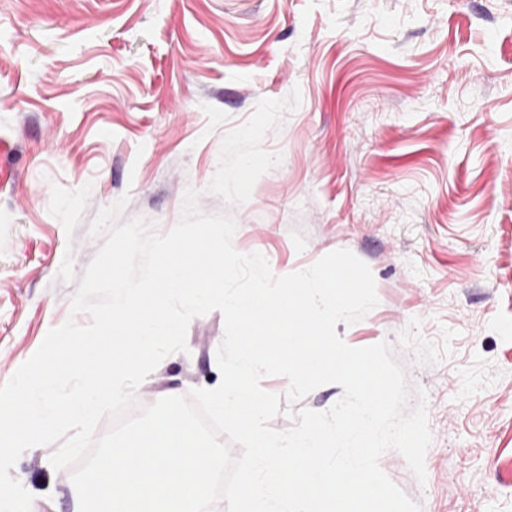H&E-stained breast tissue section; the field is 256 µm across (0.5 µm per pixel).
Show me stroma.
Returning a JSON list of instances; mask_svg holds the SVG:
<instances>
[{"instance_id": "35a3bbf8", "label": "stroma", "mask_w": 512, "mask_h": 512, "mask_svg": "<svg viewBox=\"0 0 512 512\" xmlns=\"http://www.w3.org/2000/svg\"><path fill=\"white\" fill-rule=\"evenodd\" d=\"M275 275L337 249L378 304L337 324L395 346L424 390L421 512H512V0H0V384L63 324L104 242L97 212L159 234L187 189ZM224 319L137 388L221 381ZM53 446L10 474L31 512H74Z\"/></svg>"}]
</instances>
